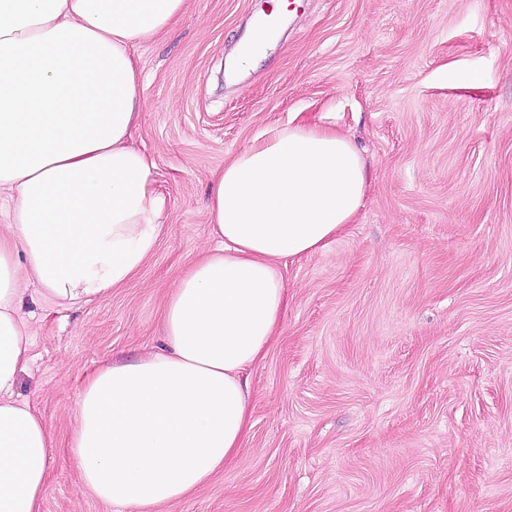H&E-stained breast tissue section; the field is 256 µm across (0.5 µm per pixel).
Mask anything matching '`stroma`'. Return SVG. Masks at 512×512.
Masks as SVG:
<instances>
[{
    "instance_id": "1",
    "label": "stroma",
    "mask_w": 512,
    "mask_h": 512,
    "mask_svg": "<svg viewBox=\"0 0 512 512\" xmlns=\"http://www.w3.org/2000/svg\"><path fill=\"white\" fill-rule=\"evenodd\" d=\"M271 2L188 0L135 50L133 139L156 158L163 227L107 294L25 300L15 395L54 443L42 512H124L80 486L79 396L155 350L173 283L214 244L212 172L291 120L335 123L371 183L344 232L282 265L279 336L249 371L252 429L168 512H512V0H302L267 54L236 66Z\"/></svg>"
}]
</instances>
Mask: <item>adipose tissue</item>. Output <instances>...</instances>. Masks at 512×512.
Segmentation results:
<instances>
[{
  "instance_id": "1",
  "label": "adipose tissue",
  "mask_w": 512,
  "mask_h": 512,
  "mask_svg": "<svg viewBox=\"0 0 512 512\" xmlns=\"http://www.w3.org/2000/svg\"><path fill=\"white\" fill-rule=\"evenodd\" d=\"M187 0H0V512H41L51 439L14 396L30 361L21 302L59 304L124 283L153 251L166 198L133 143L145 109L134 46ZM371 182L332 124L274 127L210 181L214 246L175 281L150 356L99 370L76 405L70 452L96 498L155 512L231 463L251 428L247 372L286 309L280 267L325 248Z\"/></svg>"
}]
</instances>
